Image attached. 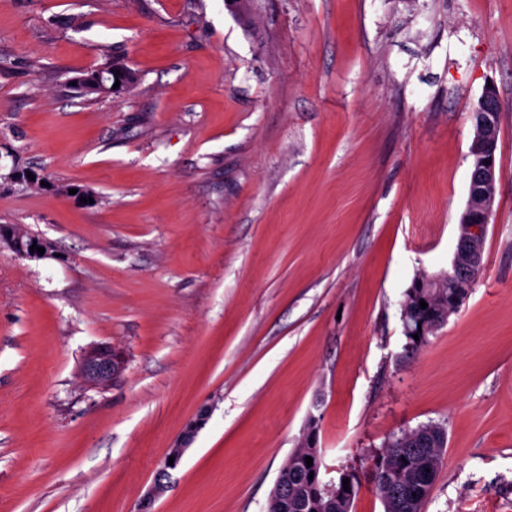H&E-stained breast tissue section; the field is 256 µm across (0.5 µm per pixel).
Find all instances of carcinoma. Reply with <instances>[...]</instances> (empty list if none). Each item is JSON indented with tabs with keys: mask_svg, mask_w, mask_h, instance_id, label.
Segmentation results:
<instances>
[{
	"mask_svg": "<svg viewBox=\"0 0 512 512\" xmlns=\"http://www.w3.org/2000/svg\"><path fill=\"white\" fill-rule=\"evenodd\" d=\"M126 69V65L114 61L101 70L93 71L82 79L81 91L85 94H109L111 87L105 85L104 75ZM419 294L430 295L434 309L446 310L454 290L422 288ZM316 441V430L312 427L303 442L289 454L280 469L288 483V491L270 500L269 512H350L359 490V481L354 474L345 473L342 478L349 479V489H343L340 482L326 486L321 479V456L311 450ZM445 447L446 433L429 432L424 425L393 434L385 440L371 463L378 476L374 490L383 503L384 512H423ZM308 456L313 459L310 467L306 466ZM411 484L419 486V490L413 496L402 497L401 489Z\"/></svg>",
	"mask_w": 512,
	"mask_h": 512,
	"instance_id": "carcinoma-1",
	"label": "carcinoma"
}]
</instances>
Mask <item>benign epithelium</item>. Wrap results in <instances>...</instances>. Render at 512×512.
<instances>
[{
  "mask_svg": "<svg viewBox=\"0 0 512 512\" xmlns=\"http://www.w3.org/2000/svg\"><path fill=\"white\" fill-rule=\"evenodd\" d=\"M502 111L501 101L492 88L483 93L476 109L474 120L475 135L470 146L471 170L468 187V203L459 222V235L456 249L448 274L441 279L430 282L432 288H455L454 304L448 309L453 314L469 296L471 288L480 277L483 269V254L487 224L495 200L497 179L496 152L499 139L497 113ZM0 243H5L17 255L24 258L50 256L49 242L35 240L27 236L17 225L6 227L0 236ZM36 245L45 248L44 253L30 251ZM442 325L437 316H430L421 322V330H413L408 323H403L404 335L418 334L427 336ZM124 368V361L108 349H92L83 360L82 377L91 386H102L117 378ZM201 429V420L191 421L185 425L174 442L170 455L174 462H180L183 453L194 441Z\"/></svg>",
  "mask_w": 512,
  "mask_h": 512,
  "instance_id": "benign-epithelium-1",
  "label": "benign epithelium"
}]
</instances>
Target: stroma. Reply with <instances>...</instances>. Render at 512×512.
<instances>
[{"label":"stroma","mask_w":512,"mask_h":512,"mask_svg":"<svg viewBox=\"0 0 512 512\" xmlns=\"http://www.w3.org/2000/svg\"><path fill=\"white\" fill-rule=\"evenodd\" d=\"M122 60L130 90L73 78ZM502 104L484 269L406 352L446 273L473 112ZM43 178L34 190L19 172ZM91 191L80 202L71 187ZM0 512H268L317 424L325 480L446 431L423 512H512V0H0ZM123 354L106 386L85 354ZM36 242L34 252L30 251V247ZM0 243H5L13 250L17 255L24 258H46L51 255V247L49 242L39 239L30 238L18 225H8L0 238ZM37 247H44L45 252L42 256H39ZM403 319L404 334L405 336H407V339L409 340L408 345L411 346L412 349L426 342L428 338L427 335H429V333L435 332L439 328V326L442 325V320L438 316H430L426 317V319L423 322H421V331H418V325L415 330H412L409 327L408 323L405 321V315L403 316ZM413 334H418L419 340H415L413 336H409ZM206 417L198 419L196 421H190L185 425L182 432L174 442L173 446L171 447L170 453L168 454L167 461L169 459V456H174V462L178 463L180 462L183 453L194 441L196 434L198 433L199 429H201V422L205 421Z\"/></svg>","instance_id":"35a3bbf8"}]
</instances>
